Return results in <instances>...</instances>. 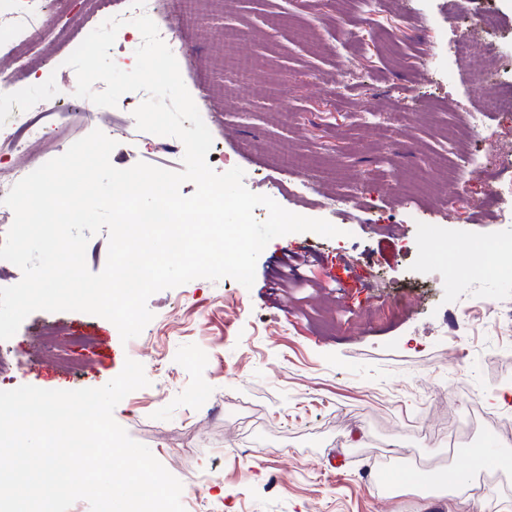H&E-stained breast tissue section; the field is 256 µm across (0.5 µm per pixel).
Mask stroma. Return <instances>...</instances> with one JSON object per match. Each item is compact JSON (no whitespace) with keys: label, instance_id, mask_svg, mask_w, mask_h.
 I'll use <instances>...</instances> for the list:
<instances>
[{"label":"stroma","instance_id":"1","mask_svg":"<svg viewBox=\"0 0 512 512\" xmlns=\"http://www.w3.org/2000/svg\"><path fill=\"white\" fill-rule=\"evenodd\" d=\"M185 21L180 0H165L191 67L182 79L193 100L212 98L207 161L219 173L244 170L245 187L285 209L341 230L272 239L252 288L224 277L195 279L153 294L152 321L122 341L110 321L65 312L69 332L90 337L71 372L37 356L33 331L50 319L31 313L0 352L14 363L0 390L98 388L126 359L144 367L148 387L128 394L115 421L146 445L183 485L185 512H512V493L477 487L471 500L437 486L367 483L370 467L399 472L415 462L486 470L471 451L512 457V328L495 323L480 301H512V275L494 269L469 279L439 261L443 247L488 248L512 237L492 212L460 218L447 173L454 160L446 131L473 110L476 93L453 53L474 10L494 13L490 47L500 61L494 90L512 99V0H387L368 14L360 0H195ZM89 0H55L40 28L18 37L0 27V132L15 128L31 104L58 105L65 61L85 27ZM436 50L420 79L423 46ZM27 68L17 71L15 57ZM350 88L337 93L343 65ZM142 92L117 106L72 97L76 120L63 140L93 130L118 137L111 163L145 162L183 170L134 129ZM376 110L375 123L366 113ZM490 141L468 149L498 155L488 165L512 184L500 152L512 148V115L491 112ZM309 190H299L296 179ZM402 191H393L394 183ZM304 258L299 288L273 290L275 258Z\"/></svg>","mask_w":512,"mask_h":512}]
</instances>
